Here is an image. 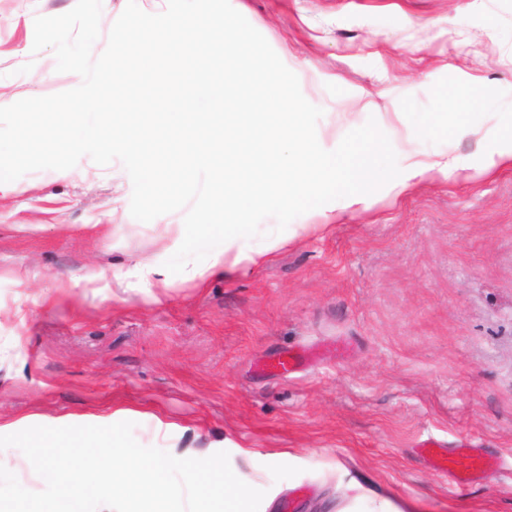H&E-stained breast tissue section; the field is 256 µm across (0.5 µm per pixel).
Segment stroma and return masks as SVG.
<instances>
[{"label":"stroma","mask_w":512,"mask_h":512,"mask_svg":"<svg viewBox=\"0 0 512 512\" xmlns=\"http://www.w3.org/2000/svg\"><path fill=\"white\" fill-rule=\"evenodd\" d=\"M76 0H0V103L79 75L34 50V21ZM323 115L325 146L368 134L389 172L406 154L491 149L512 113V0H231ZM435 137L420 116L445 121ZM296 235L301 210L251 212L262 265L182 279L203 256L184 211L130 214L120 161L82 157L0 185V425L118 415L178 458L227 452L259 512H512V168L458 172ZM162 265L169 286L113 295L115 267ZM302 371L260 370L295 348ZM469 442L502 472L460 486L416 452Z\"/></svg>","instance_id":"35a3bbf8"}]
</instances>
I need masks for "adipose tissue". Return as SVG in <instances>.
Returning a JSON list of instances; mask_svg holds the SVG:
<instances>
[{
  "mask_svg": "<svg viewBox=\"0 0 512 512\" xmlns=\"http://www.w3.org/2000/svg\"><path fill=\"white\" fill-rule=\"evenodd\" d=\"M127 37L137 47L113 68L109 97L84 100L52 134L67 148L116 142L140 169L146 192L174 202L191 181L161 180L159 172L171 160L155 153L157 142L194 151V167L222 164L223 178L209 188L208 215L184 235L188 247L206 254L187 279L267 259L277 239L261 249L244 245V217L254 207L272 202L308 209L314 229L322 230L342 213L366 206L358 178L377 168L371 144L358 139L327 148L301 131L300 113L267 111V104L287 95L288 83L264 71L222 17H211L204 28L191 16L176 22L161 17L146 32L130 27ZM176 93L184 122L156 120L158 108ZM476 163L486 171L512 167V130L497 136L492 150L476 162L444 153L407 156L390 189L400 195L416 182L445 180Z\"/></svg>",
  "mask_w": 512,
  "mask_h": 512,
  "instance_id": "obj_1",
  "label": "adipose tissue"
}]
</instances>
